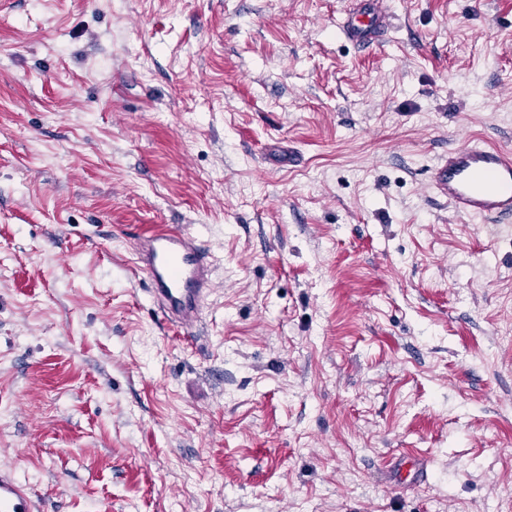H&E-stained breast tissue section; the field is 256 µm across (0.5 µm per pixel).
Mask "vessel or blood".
Segmentation results:
<instances>
[{
  "label": "vessel or blood",
  "instance_id": "1",
  "mask_svg": "<svg viewBox=\"0 0 512 512\" xmlns=\"http://www.w3.org/2000/svg\"><path fill=\"white\" fill-rule=\"evenodd\" d=\"M389 15L387 0H359L356 14L345 15L339 29L350 42L365 45L378 39ZM434 181L459 219L512 222L511 148L476 139L450 149L436 167ZM134 252L163 317L177 330L189 332L216 287L210 256L198 235L183 225H160L138 238ZM39 510L30 485L13 466L0 465V512Z\"/></svg>",
  "mask_w": 512,
  "mask_h": 512
}]
</instances>
